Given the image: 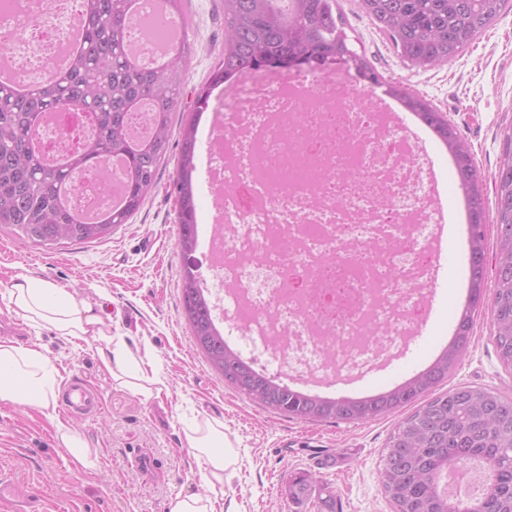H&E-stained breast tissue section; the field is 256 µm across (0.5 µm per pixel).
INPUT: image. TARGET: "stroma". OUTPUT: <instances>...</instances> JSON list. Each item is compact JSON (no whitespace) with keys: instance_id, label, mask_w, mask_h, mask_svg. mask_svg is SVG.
Wrapping results in <instances>:
<instances>
[{"instance_id":"stroma-1","label":"stroma","mask_w":512,"mask_h":512,"mask_svg":"<svg viewBox=\"0 0 512 512\" xmlns=\"http://www.w3.org/2000/svg\"><path fill=\"white\" fill-rule=\"evenodd\" d=\"M349 47L384 78L426 98L469 144L483 180L484 201H494L493 177L502 156L505 131L512 127V6L454 60L431 68L405 64L389 40L362 13L359 0H337ZM195 53L189 62L179 105L193 106V93L205 81L224 45L223 0H184ZM411 130L424 133L425 162L440 180L444 209L458 210L463 194L450 157L423 123L405 113ZM179 152L171 150L158 183L128 223L104 240L64 241L54 246L21 244L11 228L0 227V318L10 317L8 289L13 278L29 274L77 291L94 309L112 318V333L136 353L149 354L164 383L150 399L117 387L105 374L93 340L75 343L25 324L26 343L45 346L65 379L80 378L101 392L92 414H56L0 401V470L22 489L58 504L61 512H169L171 499L201 493L202 465L188 448V427L208 421L224 425L236 453L235 471L224 497L241 512H319L317 494L288 497L289 479L310 472L327 482L339 512H392L379 479L388 438L402 412L350 423L311 421L265 408L227 385L195 349L182 316L183 257L176 246L177 202L173 179ZM460 254L446 239L435 258V301L407 355L367 382L389 388L428 366L448 344L467 290L459 286ZM491 336V309L475 317L473 340L448 377L449 386L470 385L512 396V370L499 361ZM78 431L97 451V464L84 468L56 437L57 424ZM144 453L157 463L136 470Z\"/></svg>"}]
</instances>
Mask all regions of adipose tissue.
<instances>
[{
  "mask_svg": "<svg viewBox=\"0 0 512 512\" xmlns=\"http://www.w3.org/2000/svg\"><path fill=\"white\" fill-rule=\"evenodd\" d=\"M9 307L17 315L66 340L93 337L97 355L113 381L132 393L149 398L153 379L140 366L128 346L114 342L110 327L77 291L29 274L15 277L9 289ZM63 379L43 350L0 340V401L25 404L42 412L56 406ZM189 448L202 460L203 494L176 496L170 512H216L224 496V477L232 473L236 455L224 445V426L205 423L186 434Z\"/></svg>",
  "mask_w": 512,
  "mask_h": 512,
  "instance_id": "obj_1",
  "label": "adipose tissue"
}]
</instances>
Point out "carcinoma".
Segmentation results:
<instances>
[{
	"label": "carcinoma",
	"instance_id": "1",
	"mask_svg": "<svg viewBox=\"0 0 512 512\" xmlns=\"http://www.w3.org/2000/svg\"><path fill=\"white\" fill-rule=\"evenodd\" d=\"M184 0H162L163 13L183 29L178 54L162 70L139 68L130 43L127 0H82L85 43L61 78L15 93L0 84V226L19 239L43 246L63 240L91 242L112 234L141 208L156 187L170 151L173 112L182 96L185 65L193 52L183 14ZM337 0H290L288 13L274 0H224V48L197 89L194 109L180 132L176 170L179 235L184 258L182 311L194 343L211 368L238 392L277 412L313 421L359 422L409 407L382 454L381 484L393 512H512V399L480 387L437 388L467 352L474 315L483 304L493 314L492 340L500 361L512 368V132L504 138L494 177L497 244L494 288L487 292L486 224L482 180L469 145L457 127L432 104L400 82L388 94L430 128L451 155L468 206L470 269L468 298L448 346L421 373L386 392L362 399H322L282 386L247 365L214 325L212 307L200 286L193 258L197 248L194 188L197 128L213 91L239 72L267 69L286 57H300L316 68L336 57L352 63L361 78L378 84L382 76L354 53ZM367 18L392 42L411 67L431 68L455 58L500 15L508 0H360ZM78 102L90 115L95 135L78 143L57 164L30 147L36 119ZM144 102L152 105V133L141 145L131 142L130 118ZM107 153L126 165L120 206L87 223L63 198L77 170L96 167ZM479 460L487 483L471 510L454 506L441 490L443 472ZM312 481L298 474L288 496L300 498Z\"/></svg>",
	"mask_w": 512,
	"mask_h": 512
}]
</instances>
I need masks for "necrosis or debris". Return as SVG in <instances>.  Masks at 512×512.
Instances as JSON below:
<instances>
[{
    "label": "necrosis or debris",
    "instance_id": "4bbe7bcc",
    "mask_svg": "<svg viewBox=\"0 0 512 512\" xmlns=\"http://www.w3.org/2000/svg\"><path fill=\"white\" fill-rule=\"evenodd\" d=\"M81 0H0V56L28 85L48 83L80 20ZM396 105H380L326 72H281L244 93L207 128L213 225L198 249L217 325L248 361L316 387L365 377L399 356L428 307L437 196L418 140ZM94 126L82 112L45 117L46 159ZM74 206L88 216L123 185L77 172Z\"/></svg>",
    "mask_w": 512,
    "mask_h": 512
}]
</instances>
